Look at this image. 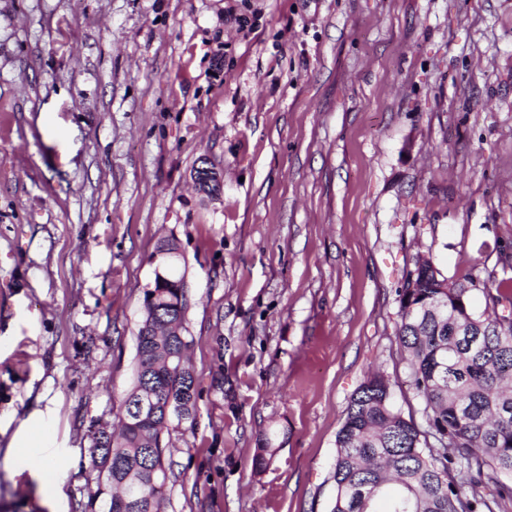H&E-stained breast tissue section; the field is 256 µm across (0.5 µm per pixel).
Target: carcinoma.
Returning <instances> with one entry per match:
<instances>
[{"label": "carcinoma", "mask_w": 512, "mask_h": 512, "mask_svg": "<svg viewBox=\"0 0 512 512\" xmlns=\"http://www.w3.org/2000/svg\"><path fill=\"white\" fill-rule=\"evenodd\" d=\"M439 270L418 278L416 288L399 291L397 338L409 356V385L421 400L426 428L395 408L389 385L371 374L352 395L336 434L330 480L331 512H374L373 503L396 485L389 512H493L512 501V310L502 304L500 286L483 285L482 312L468 302L474 280L448 281ZM175 273L143 291L162 315L185 316L187 301ZM163 323L148 331L137 348L129 391L119 410L121 429L97 431L98 490L81 512H116L121 497L131 512H162L169 466L164 460L163 423L158 407L151 429L125 423L137 405L138 388H160L162 400L196 408V378L179 377L156 364L154 347L167 344ZM492 485L487 498L481 488Z\"/></svg>", "instance_id": "1"}]
</instances>
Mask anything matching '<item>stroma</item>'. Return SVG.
<instances>
[{
	"label": "stroma",
	"mask_w": 512,
	"mask_h": 512,
	"mask_svg": "<svg viewBox=\"0 0 512 512\" xmlns=\"http://www.w3.org/2000/svg\"><path fill=\"white\" fill-rule=\"evenodd\" d=\"M167 239L198 397L165 512H330L367 375L422 418L417 255L512 298V0H0V512L95 495Z\"/></svg>",
	"instance_id": "stroma-1"
}]
</instances>
